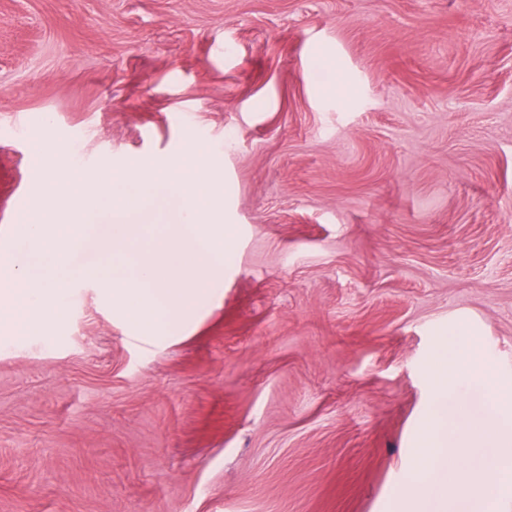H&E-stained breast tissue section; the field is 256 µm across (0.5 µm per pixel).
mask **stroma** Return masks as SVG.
<instances>
[{
  "mask_svg": "<svg viewBox=\"0 0 512 512\" xmlns=\"http://www.w3.org/2000/svg\"><path fill=\"white\" fill-rule=\"evenodd\" d=\"M40 140L195 144L231 255L148 338L78 277L92 217L48 333H0V512H391L438 338L512 376V0H0V249Z\"/></svg>",
  "mask_w": 512,
  "mask_h": 512,
  "instance_id": "35a3bbf8",
  "label": "stroma"
}]
</instances>
